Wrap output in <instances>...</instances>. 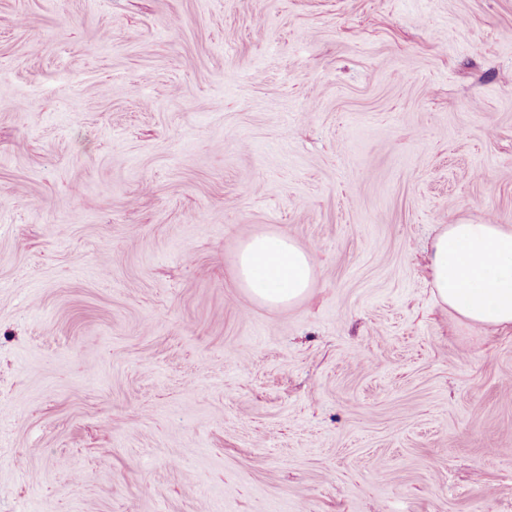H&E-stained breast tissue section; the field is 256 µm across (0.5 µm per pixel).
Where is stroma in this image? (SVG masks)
I'll use <instances>...</instances> for the list:
<instances>
[{
  "label": "stroma",
  "mask_w": 512,
  "mask_h": 512,
  "mask_svg": "<svg viewBox=\"0 0 512 512\" xmlns=\"http://www.w3.org/2000/svg\"><path fill=\"white\" fill-rule=\"evenodd\" d=\"M476 220L512 0H0V512H512V333L427 268ZM315 259L282 234L248 238L237 256V282L254 299L278 307L295 303L311 288Z\"/></svg>",
  "instance_id": "1"
}]
</instances>
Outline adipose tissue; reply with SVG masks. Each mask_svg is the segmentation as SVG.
I'll return each mask as SVG.
<instances>
[{"label":"adipose tissue","instance_id":"obj_1","mask_svg":"<svg viewBox=\"0 0 512 512\" xmlns=\"http://www.w3.org/2000/svg\"><path fill=\"white\" fill-rule=\"evenodd\" d=\"M315 267L311 251L282 234L243 241L237 282L254 299L278 307L307 294ZM437 303L474 326L512 329V227L484 220L441 225L429 252Z\"/></svg>","mask_w":512,"mask_h":512}]
</instances>
